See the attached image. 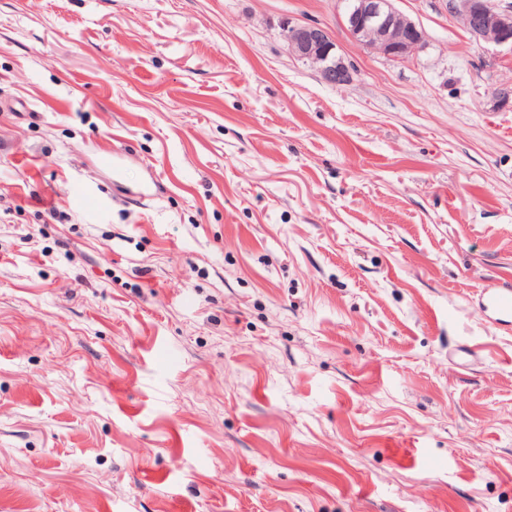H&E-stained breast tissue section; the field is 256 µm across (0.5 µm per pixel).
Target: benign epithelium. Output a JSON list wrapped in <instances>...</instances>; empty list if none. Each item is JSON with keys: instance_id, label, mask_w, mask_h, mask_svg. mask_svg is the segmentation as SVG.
I'll return each mask as SVG.
<instances>
[{"instance_id": "benign-epithelium-1", "label": "benign epithelium", "mask_w": 512, "mask_h": 512, "mask_svg": "<svg viewBox=\"0 0 512 512\" xmlns=\"http://www.w3.org/2000/svg\"><path fill=\"white\" fill-rule=\"evenodd\" d=\"M395 0H343V26L355 41L392 60H404L423 43L414 21L399 11ZM448 13L464 23L470 38L512 49V9L494 0H448ZM281 37L297 59L312 64L320 80L330 86H348L353 69L339 52L336 39L317 24L285 19Z\"/></svg>"}]
</instances>
